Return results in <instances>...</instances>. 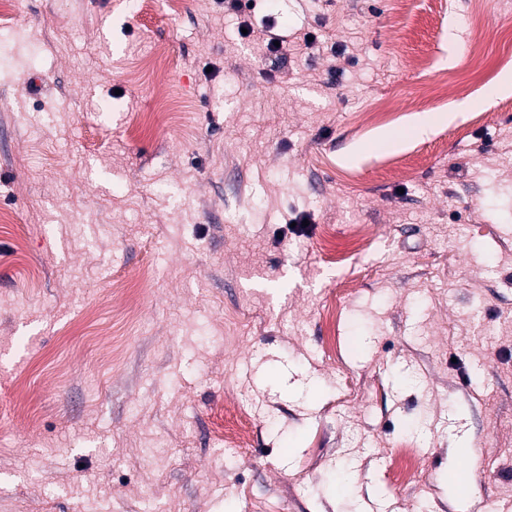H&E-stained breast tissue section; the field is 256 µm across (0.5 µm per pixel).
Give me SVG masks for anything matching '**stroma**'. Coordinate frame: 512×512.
I'll list each match as a JSON object with an SVG mask.
<instances>
[{
  "mask_svg": "<svg viewBox=\"0 0 512 512\" xmlns=\"http://www.w3.org/2000/svg\"><path fill=\"white\" fill-rule=\"evenodd\" d=\"M13 21L0 512H512V0H15ZM422 58L450 67L430 115L471 103L425 138Z\"/></svg>",
  "mask_w": 512,
  "mask_h": 512,
  "instance_id": "35a3bbf8",
  "label": "stroma"
}]
</instances>
